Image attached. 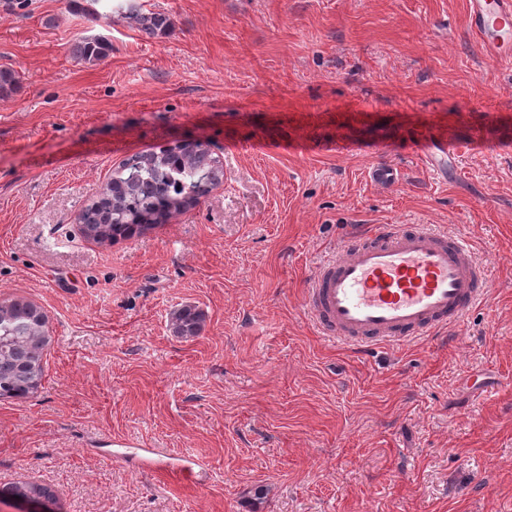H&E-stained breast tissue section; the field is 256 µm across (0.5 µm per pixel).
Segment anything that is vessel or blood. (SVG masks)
<instances>
[{
	"instance_id": "vessel-or-blood-1",
	"label": "vessel or blood",
	"mask_w": 512,
	"mask_h": 512,
	"mask_svg": "<svg viewBox=\"0 0 512 512\" xmlns=\"http://www.w3.org/2000/svg\"><path fill=\"white\" fill-rule=\"evenodd\" d=\"M468 9L485 56L512 58V0H469ZM457 148L453 140H432L422 158L437 172ZM490 285L487 266L462 237L428 224H377L317 268L305 303L322 336L365 350L445 332L485 298ZM130 456L154 472L203 475L200 463H163L153 448L124 445L112 453L116 461Z\"/></svg>"
}]
</instances>
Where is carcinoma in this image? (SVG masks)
<instances>
[{
    "mask_svg": "<svg viewBox=\"0 0 512 512\" xmlns=\"http://www.w3.org/2000/svg\"><path fill=\"white\" fill-rule=\"evenodd\" d=\"M118 9L149 35L169 27L166 15L145 11L135 0H120ZM106 50L102 42L83 38L72 53L79 61L94 62L104 58ZM19 84L17 71L0 67V96H8ZM222 177L220 160L200 142L183 141L138 153L112 169L98 197L77 221L89 240H124L196 205ZM204 320L202 311L192 306L180 308L171 317L172 333L186 340L194 338L200 335ZM49 342L48 315L41 306L24 298L0 301V400L26 399L39 391ZM23 495L56 502L55 492L48 485L17 482L0 487V500Z\"/></svg>",
    "mask_w": 512,
    "mask_h": 512,
    "instance_id": "carcinoma-1",
    "label": "carcinoma"
}]
</instances>
